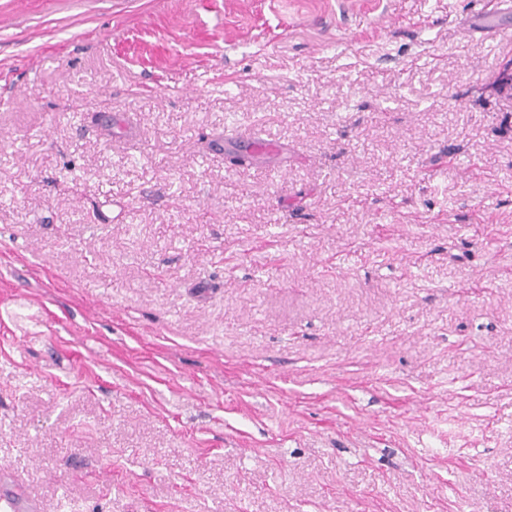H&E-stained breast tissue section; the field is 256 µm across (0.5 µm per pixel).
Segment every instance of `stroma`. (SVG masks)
<instances>
[{
  "instance_id": "stroma-1",
  "label": "stroma",
  "mask_w": 512,
  "mask_h": 512,
  "mask_svg": "<svg viewBox=\"0 0 512 512\" xmlns=\"http://www.w3.org/2000/svg\"><path fill=\"white\" fill-rule=\"evenodd\" d=\"M485 13L0 0V496L512 512V36Z\"/></svg>"
}]
</instances>
